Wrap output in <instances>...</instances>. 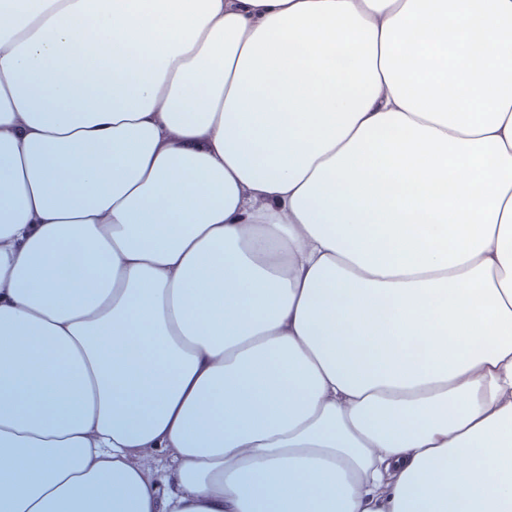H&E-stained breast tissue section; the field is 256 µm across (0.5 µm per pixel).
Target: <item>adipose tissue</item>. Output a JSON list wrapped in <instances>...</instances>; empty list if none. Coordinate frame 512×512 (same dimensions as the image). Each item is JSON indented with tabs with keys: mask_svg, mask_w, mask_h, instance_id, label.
Returning <instances> with one entry per match:
<instances>
[{
	"mask_svg": "<svg viewBox=\"0 0 512 512\" xmlns=\"http://www.w3.org/2000/svg\"><path fill=\"white\" fill-rule=\"evenodd\" d=\"M0 512H512V0H0Z\"/></svg>",
	"mask_w": 512,
	"mask_h": 512,
	"instance_id": "obj_1",
	"label": "adipose tissue"
}]
</instances>
